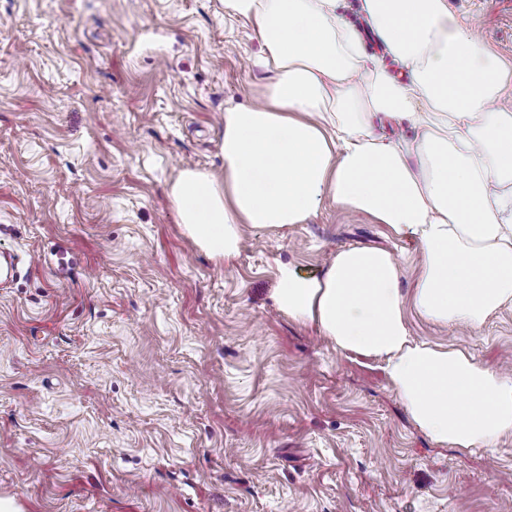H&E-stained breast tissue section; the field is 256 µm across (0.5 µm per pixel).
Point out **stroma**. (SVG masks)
Here are the masks:
<instances>
[{
  "label": "stroma",
  "instance_id": "35a3bbf8",
  "mask_svg": "<svg viewBox=\"0 0 512 512\" xmlns=\"http://www.w3.org/2000/svg\"><path fill=\"white\" fill-rule=\"evenodd\" d=\"M512 63V0H448ZM253 26L221 0H0V512H505L512 434L441 448L378 363L272 303L277 262L418 247L324 204L244 228L224 263L168 196L224 175L226 108L256 102ZM413 336L512 371V307Z\"/></svg>",
  "mask_w": 512,
  "mask_h": 512
}]
</instances>
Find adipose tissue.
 <instances>
[{
    "mask_svg": "<svg viewBox=\"0 0 512 512\" xmlns=\"http://www.w3.org/2000/svg\"><path fill=\"white\" fill-rule=\"evenodd\" d=\"M405 70L370 60L340 0H224L253 25L258 105L224 113V176L183 169L170 199L187 235L232 261L243 226L288 229L324 201L368 215L420 251L411 290L391 252L348 246L318 272L276 266L275 308L336 350L381 363L411 422L436 445L495 449L512 433V376L415 339L408 316L480 329L512 306V66L492 60L448 0H359ZM411 134H376L373 119Z\"/></svg>",
    "mask_w": 512,
    "mask_h": 512,
    "instance_id": "obj_1",
    "label": "adipose tissue"
}]
</instances>
